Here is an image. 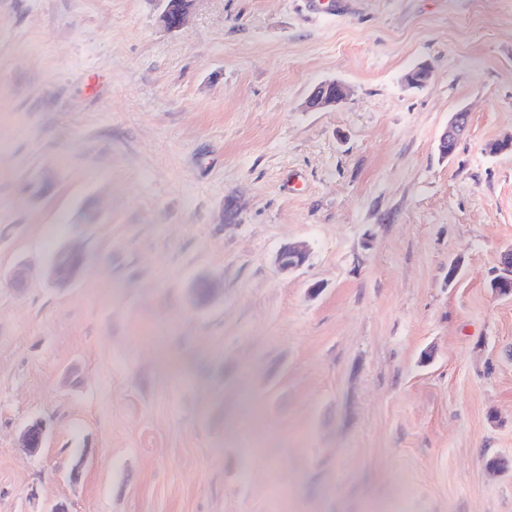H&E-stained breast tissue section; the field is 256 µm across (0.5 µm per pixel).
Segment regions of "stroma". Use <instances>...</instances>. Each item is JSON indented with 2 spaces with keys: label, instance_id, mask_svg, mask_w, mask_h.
Here are the masks:
<instances>
[{
  "label": "stroma",
  "instance_id": "stroma-1",
  "mask_svg": "<svg viewBox=\"0 0 512 512\" xmlns=\"http://www.w3.org/2000/svg\"><path fill=\"white\" fill-rule=\"evenodd\" d=\"M159 14L0 0V512H512V0ZM347 96L348 89L345 85L335 81L321 83L308 96L306 107L310 110L327 109L342 103ZM468 115L466 112H456L448 122V128L440 137V151L451 154L450 144L464 135L467 129ZM80 258V263L74 261ZM85 269L84 254L68 245H61L55 258L50 261L46 270L49 282L59 288H65L74 284ZM308 254L299 245H282L275 256V263L282 273L293 272L300 269L307 261ZM47 434L48 426L44 420H32L22 429L20 444L29 453L37 454L44 447Z\"/></svg>",
  "mask_w": 512,
  "mask_h": 512
}]
</instances>
